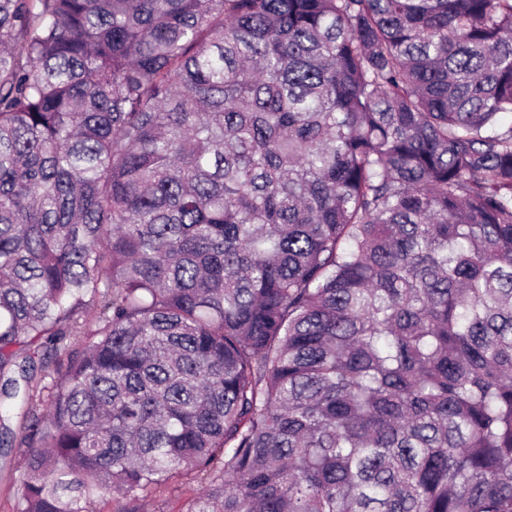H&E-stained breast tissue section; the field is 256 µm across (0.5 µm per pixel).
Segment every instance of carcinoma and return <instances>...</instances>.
Returning a JSON list of instances; mask_svg holds the SVG:
<instances>
[{"label": "carcinoma", "mask_w": 512, "mask_h": 512, "mask_svg": "<svg viewBox=\"0 0 512 512\" xmlns=\"http://www.w3.org/2000/svg\"><path fill=\"white\" fill-rule=\"evenodd\" d=\"M505 115L512 0H0L14 512H512ZM201 489L193 474L185 476L173 489H161L143 500L139 512H178L183 503Z\"/></svg>", "instance_id": "cac0c4a2"}]
</instances>
